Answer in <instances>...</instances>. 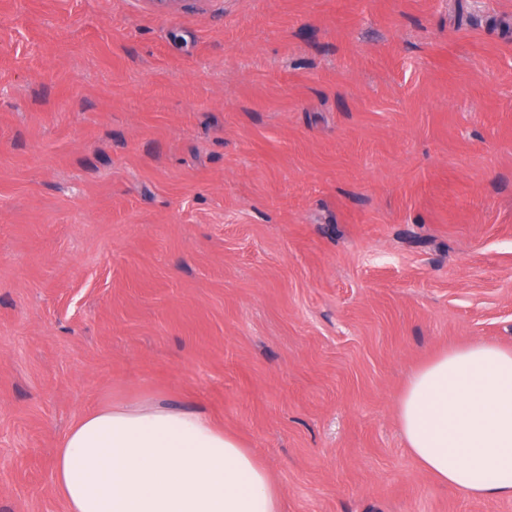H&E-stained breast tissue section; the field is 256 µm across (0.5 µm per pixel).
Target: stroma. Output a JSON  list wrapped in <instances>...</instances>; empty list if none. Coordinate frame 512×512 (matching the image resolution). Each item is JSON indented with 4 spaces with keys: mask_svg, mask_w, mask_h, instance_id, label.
<instances>
[{
    "mask_svg": "<svg viewBox=\"0 0 512 512\" xmlns=\"http://www.w3.org/2000/svg\"><path fill=\"white\" fill-rule=\"evenodd\" d=\"M512 347V0H0V512L59 442L198 409L283 512H512L396 407Z\"/></svg>",
    "mask_w": 512,
    "mask_h": 512,
    "instance_id": "stroma-1",
    "label": "stroma"
}]
</instances>
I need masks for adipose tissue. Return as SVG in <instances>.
Segmentation results:
<instances>
[{
    "label": "adipose tissue",
    "instance_id": "adipose-tissue-1",
    "mask_svg": "<svg viewBox=\"0 0 512 512\" xmlns=\"http://www.w3.org/2000/svg\"><path fill=\"white\" fill-rule=\"evenodd\" d=\"M407 447L438 482L473 498H512V348L444 352L398 403ZM67 512H282L255 454L202 412L109 405L81 416L57 449Z\"/></svg>",
    "mask_w": 512,
    "mask_h": 512
}]
</instances>
